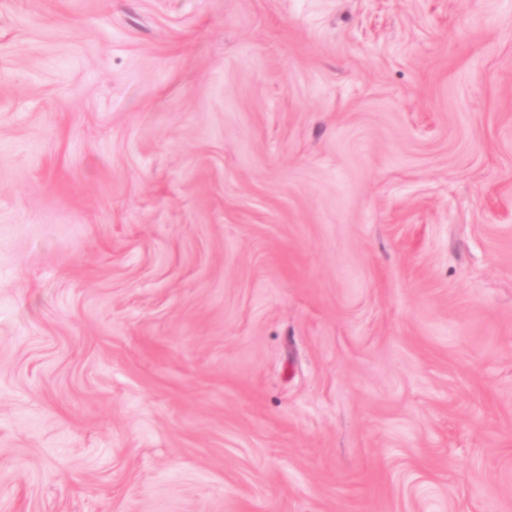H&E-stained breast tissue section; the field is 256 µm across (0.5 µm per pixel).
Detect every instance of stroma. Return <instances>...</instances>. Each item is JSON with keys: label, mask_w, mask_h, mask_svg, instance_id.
Instances as JSON below:
<instances>
[{"label": "stroma", "mask_w": 512, "mask_h": 512, "mask_svg": "<svg viewBox=\"0 0 512 512\" xmlns=\"http://www.w3.org/2000/svg\"><path fill=\"white\" fill-rule=\"evenodd\" d=\"M0 512H512V0H0Z\"/></svg>", "instance_id": "obj_1"}]
</instances>
